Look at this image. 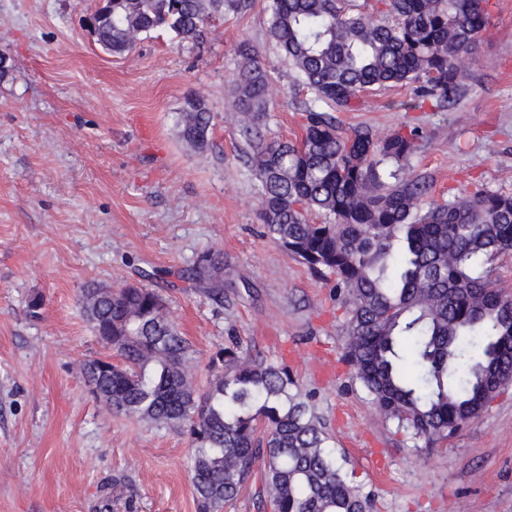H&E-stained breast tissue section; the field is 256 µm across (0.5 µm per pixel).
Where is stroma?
Returning a JSON list of instances; mask_svg holds the SVG:
<instances>
[{
  "mask_svg": "<svg viewBox=\"0 0 512 512\" xmlns=\"http://www.w3.org/2000/svg\"><path fill=\"white\" fill-rule=\"evenodd\" d=\"M98 0H0V512H197L194 449L177 427L107 411L80 367L105 356L81 308L88 284L140 282L196 352L205 387L232 343L286 364L330 437L347 482L372 512H512V386L456 435L411 448L376 416L341 359L346 310L336 279L265 235L250 147L231 110L246 41L270 85L264 140L300 136L304 101L269 41L268 0L213 14L202 35L153 33L128 54L102 50L87 27ZM467 94L444 111H407L406 86L363 93L343 129L385 137L405 122L426 138L410 161L428 200L470 177L512 192V0H491ZM212 114L210 146L178 135L186 97ZM224 253V303L180 273ZM41 296L40 318L27 304Z\"/></svg>",
  "mask_w": 512,
  "mask_h": 512,
  "instance_id": "obj_1",
  "label": "stroma"
}]
</instances>
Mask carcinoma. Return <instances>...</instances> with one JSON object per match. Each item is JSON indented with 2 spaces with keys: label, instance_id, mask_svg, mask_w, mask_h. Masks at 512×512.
Listing matches in <instances>:
<instances>
[{
  "label": "carcinoma",
  "instance_id": "cac0c4a2",
  "mask_svg": "<svg viewBox=\"0 0 512 512\" xmlns=\"http://www.w3.org/2000/svg\"><path fill=\"white\" fill-rule=\"evenodd\" d=\"M248 4L109 0L94 12L96 38L122 55L158 30L193 39L212 14ZM270 11L268 37L313 99L299 138L261 139L266 73L254 47L239 44L234 110L260 185V220L310 270L336 276L348 308L342 360L376 413L415 448L445 440L512 383V295L493 287L487 270L512 252V193L476 184L427 204L429 183L410 167L422 128L403 125L378 139L365 126L340 130L332 113L397 85L437 110L459 102L489 0H270ZM211 126L205 99L187 98L182 140L203 151ZM312 210L324 222L310 223ZM181 277L224 304L221 253ZM81 303L112 351L83 363L88 386L117 414L186 430L198 512H218L257 473L273 512H368V497L346 481L324 423L285 366L224 347L201 390L195 352L155 289L92 283Z\"/></svg>",
  "mask_w": 512,
  "mask_h": 512
}]
</instances>
